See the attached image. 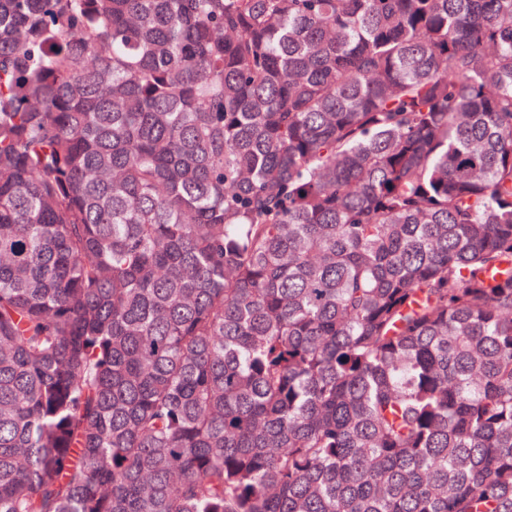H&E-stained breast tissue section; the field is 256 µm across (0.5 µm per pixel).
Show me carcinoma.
Returning <instances> with one entry per match:
<instances>
[{"mask_svg": "<svg viewBox=\"0 0 512 512\" xmlns=\"http://www.w3.org/2000/svg\"><path fill=\"white\" fill-rule=\"evenodd\" d=\"M0 512H512V0H0Z\"/></svg>", "mask_w": 512, "mask_h": 512, "instance_id": "obj_1", "label": "carcinoma"}]
</instances>
